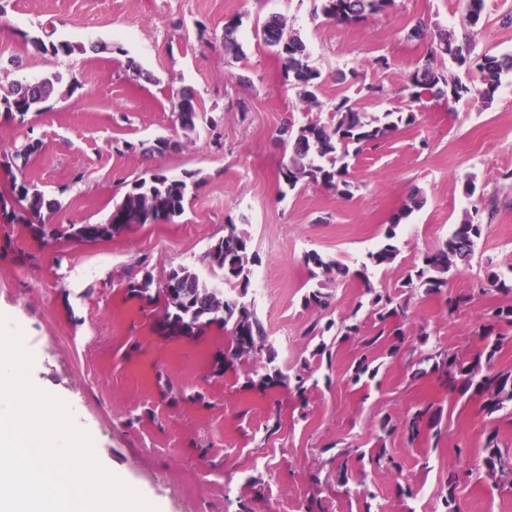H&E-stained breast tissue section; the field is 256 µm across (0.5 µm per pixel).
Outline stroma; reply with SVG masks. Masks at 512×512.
Listing matches in <instances>:
<instances>
[{"label":"stroma","instance_id":"stroma-1","mask_svg":"<svg viewBox=\"0 0 512 512\" xmlns=\"http://www.w3.org/2000/svg\"><path fill=\"white\" fill-rule=\"evenodd\" d=\"M283 14L306 42L322 73L318 104L305 108L284 81L257 24ZM237 19L242 59L219 42ZM432 29L472 33L475 52L512 53V0H485L481 24L469 28L459 0H396L395 7L357 25L326 20L319 0H6L0 13V97L11 84L62 73L75 84L24 123L0 119V147L37 142L23 171L0 169V198L15 178L34 183L59 203L49 224L105 222L131 181L163 169L198 180L184 214L108 241L43 243L24 224L0 219V314L27 337L31 379L66 401L77 427L92 437L100 463L136 488L159 512H227L234 501L252 512H512V472L490 476L482 459L489 432L512 459V415L489 418L479 396L438 387L435 375L413 376L417 334L429 345L466 357L479 344L487 310L512 305V293H480L490 271L512 268V76L492 104L470 97L453 104L425 99L415 125L367 146L349 166L351 197L319 184L281 192L279 168L289 147L284 120H328L340 98L373 115L403 107L407 75L426 52L411 37L417 20ZM208 27L199 37L198 23ZM75 42L101 41L107 52L53 57L31 52L26 36L42 31ZM386 58L387 66L376 63ZM379 94L367 93V86ZM194 95L201 120L185 137L177 120L182 91ZM177 141L157 155L144 144ZM474 195H466L467 182ZM418 191L423 207L400 233L401 254L370 280L400 293L411 262L434 250L454 224L478 214L482 234L469 265L452 271L447 296L472 295L449 312L447 296L410 292L399 353L375 351L370 386L349 380L363 348L355 339L316 357L305 334L315 320H339L355 309L356 279L317 281L303 262L315 250L358 268L382 238L390 215ZM249 236L257 258L248 301L291 375L309 363L318 385L298 397L286 387L245 388L247 360L217 377L212 355L227 339L213 328L195 340H165L151 329L156 306L129 297V273L154 276L186 266L220 287L207 252L228 224ZM323 287L328 310L305 307L304 294ZM356 310V309H355ZM443 408L439 440L408 442L400 421L421 403ZM396 428L386 439L402 474L355 467L347 486L332 462L342 448H370L382 418ZM473 470L445 504L449 468Z\"/></svg>","mask_w":512,"mask_h":512}]
</instances>
